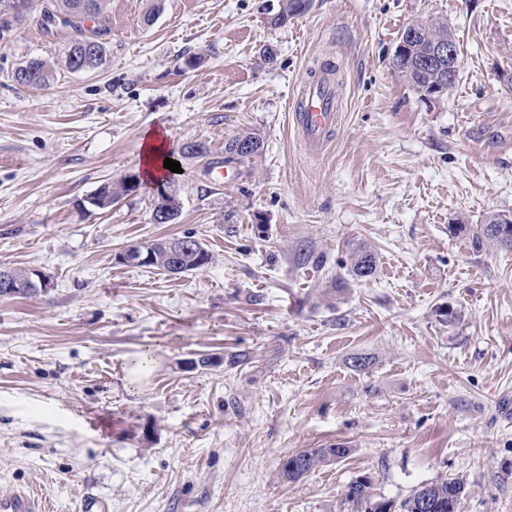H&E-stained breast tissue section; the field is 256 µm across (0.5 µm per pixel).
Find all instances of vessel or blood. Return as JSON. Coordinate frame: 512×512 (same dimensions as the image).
<instances>
[{
    "instance_id": "1",
    "label": "vessel or blood",
    "mask_w": 512,
    "mask_h": 512,
    "mask_svg": "<svg viewBox=\"0 0 512 512\" xmlns=\"http://www.w3.org/2000/svg\"><path fill=\"white\" fill-rule=\"evenodd\" d=\"M298 124L309 149L320 148L335 120V89L330 80L320 77L299 91ZM46 498L22 490H0V512H49Z\"/></svg>"
}]
</instances>
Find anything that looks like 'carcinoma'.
Segmentation results:
<instances>
[{"mask_svg": "<svg viewBox=\"0 0 512 512\" xmlns=\"http://www.w3.org/2000/svg\"><path fill=\"white\" fill-rule=\"evenodd\" d=\"M105 0H43L40 27L47 29L60 23L73 31V35L65 45L62 57L65 67L74 72L83 69L91 72L99 69L106 61L109 48L104 40L106 28H85L88 20L99 19ZM308 0H280L277 16L269 20L275 28L284 27L295 16L303 13ZM449 34L448 25L435 21L411 42V49L406 54H395L393 64L404 80L422 96L430 95L432 89L448 79V69H442L429 61L428 53L433 41ZM55 71L50 63L41 58H31L18 67L12 75L13 81L19 85H46L54 80ZM260 137L255 133H246L228 140L224 146V163H237L259 153ZM130 192L126 180L106 182L90 196L94 200L92 206L107 209L117 203ZM174 211V219L180 215V199L174 189H168V197L155 201L152 212L154 223H159L158 216L163 210ZM499 214L493 213L486 217L485 222L473 227L472 235L476 240L486 239L498 244L505 250L512 251V230L509 236L500 235L498 225ZM135 250L149 251L154 254L150 266L171 275L198 271L212 262V255L204 244L192 234L181 237H165L152 240L135 247ZM378 256L376 251L363 242H349L345 246L344 259L339 268L344 274L337 275L343 279L347 275L354 280L373 276L377 269ZM349 448L338 444L330 448H308L288 455L282 465V477L288 482L297 481L324 464L343 458ZM465 493L464 481L457 477H441L425 483L400 503L392 500H381L373 493V481L368 476L353 479L345 491V504L350 512H421L419 507L422 498L430 499L431 512H458Z\"/></svg>", "mask_w": 512, "mask_h": 512, "instance_id": "obj_1", "label": "carcinoma"}]
</instances>
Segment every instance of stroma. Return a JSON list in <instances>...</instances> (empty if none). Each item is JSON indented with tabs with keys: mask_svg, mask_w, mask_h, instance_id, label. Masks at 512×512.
Segmentation results:
<instances>
[{
	"mask_svg": "<svg viewBox=\"0 0 512 512\" xmlns=\"http://www.w3.org/2000/svg\"><path fill=\"white\" fill-rule=\"evenodd\" d=\"M109 0L106 63L60 67L72 32L34 18L0 39V269L53 286L0 298V489L53 512H347L360 475L395 501L460 477V512H512V251L470 229L512 214V0ZM152 24H144L148 11ZM415 19L447 23L458 79L426 100L392 58ZM275 53L264 62V48ZM57 63L47 86L13 71ZM331 66L338 118L305 148L296 98ZM175 149L176 223L143 185L141 142ZM260 153L210 163L232 137ZM195 235L212 263L172 276L118 253ZM374 276L329 295L347 242ZM370 357L358 371L350 358ZM343 443L308 476L288 454ZM309 0H281L277 16L268 20V23L275 28L284 27L295 16L303 13L308 7ZM135 174L125 176L138 188V180L134 178ZM118 182H106L101 184L98 189L89 197L94 200L90 205L97 209L111 208L113 204L117 203L123 196L128 195L130 188L126 183V179Z\"/></svg>",
	"mask_w": 512,
	"mask_h": 512,
	"instance_id": "stroma-1",
	"label": "stroma"
}]
</instances>
